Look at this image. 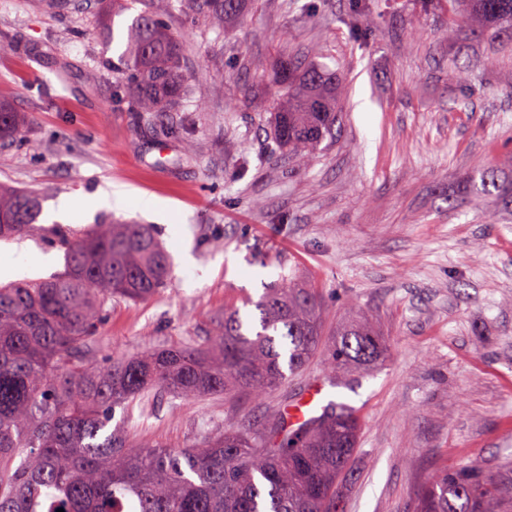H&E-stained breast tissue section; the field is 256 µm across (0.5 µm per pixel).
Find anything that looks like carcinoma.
Returning <instances> with one entry per match:
<instances>
[{
	"mask_svg": "<svg viewBox=\"0 0 512 512\" xmlns=\"http://www.w3.org/2000/svg\"><path fill=\"white\" fill-rule=\"evenodd\" d=\"M212 16L245 0H176ZM462 36L512 42V0H450ZM182 44L151 11L127 27L116 92L144 118L179 108L187 92ZM279 147L305 152L336 130V74L297 69L290 55L267 77ZM25 116L0 100V142L24 136ZM42 200L0 185V240L39 231ZM64 270L0 284V512H341V486L358 452L360 423L345 401L328 402L302 426L283 411L189 445L141 442L112 426L117 407L155 389L177 398L237 391L256 398L324 357L323 379L366 369L387 347L364 318L326 336L316 293L283 276L255 303L259 326L239 309L203 338L120 358L97 359L100 331L122 299L167 285L168 254L149 224H96L54 234ZM499 476L444 469L425 482L409 512H512Z\"/></svg>",
	"mask_w": 512,
	"mask_h": 512,
	"instance_id": "1",
	"label": "carcinoma"
}]
</instances>
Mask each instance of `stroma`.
<instances>
[{
	"label": "stroma",
	"mask_w": 512,
	"mask_h": 512,
	"mask_svg": "<svg viewBox=\"0 0 512 512\" xmlns=\"http://www.w3.org/2000/svg\"><path fill=\"white\" fill-rule=\"evenodd\" d=\"M192 95L151 124L113 101L112 63L144 8L105 28L101 0H0V99L28 119L0 146V181L44 198L42 225L83 233L153 225L172 261L148 301H116L101 352L120 357L207 334L225 308L281 276L313 288L326 331L368 316L387 351L339 392L359 417L343 512H407L444 468L512 460V52L449 37L448 0H248L237 16L170 8ZM336 71L332 141L286 155L260 90L283 54ZM177 127L160 139L152 125ZM498 189L482 192L484 178ZM122 187L164 212L87 205ZM70 196L79 217L58 212ZM30 278L64 269L39 235L0 242ZM316 357L280 389L181 400L155 390L114 420L188 445L273 413L319 377Z\"/></svg>",
	"instance_id": "35a3bbf8"
}]
</instances>
